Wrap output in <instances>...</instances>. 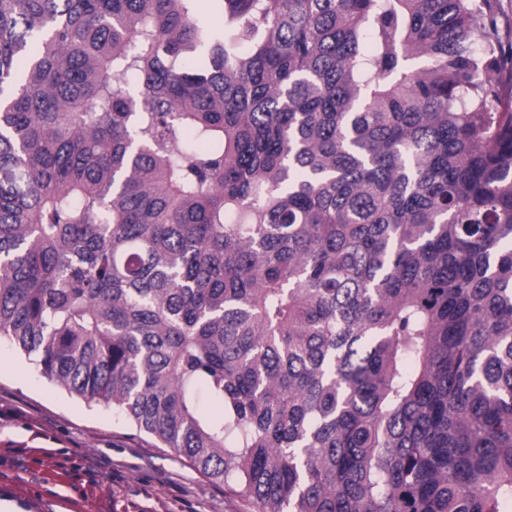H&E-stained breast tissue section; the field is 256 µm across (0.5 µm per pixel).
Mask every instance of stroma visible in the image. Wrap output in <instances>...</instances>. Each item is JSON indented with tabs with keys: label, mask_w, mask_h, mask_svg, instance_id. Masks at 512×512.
<instances>
[{
	"label": "stroma",
	"mask_w": 512,
	"mask_h": 512,
	"mask_svg": "<svg viewBox=\"0 0 512 512\" xmlns=\"http://www.w3.org/2000/svg\"><path fill=\"white\" fill-rule=\"evenodd\" d=\"M21 512H256L109 406L41 376L0 339V500Z\"/></svg>",
	"instance_id": "stroma-1"
}]
</instances>
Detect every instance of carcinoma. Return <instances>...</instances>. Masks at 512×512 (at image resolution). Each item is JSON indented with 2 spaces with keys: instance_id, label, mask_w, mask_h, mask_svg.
<instances>
[{
  "instance_id": "carcinoma-1",
  "label": "carcinoma",
  "mask_w": 512,
  "mask_h": 512,
  "mask_svg": "<svg viewBox=\"0 0 512 512\" xmlns=\"http://www.w3.org/2000/svg\"><path fill=\"white\" fill-rule=\"evenodd\" d=\"M2 337L260 512H512L496 0H0Z\"/></svg>"
}]
</instances>
